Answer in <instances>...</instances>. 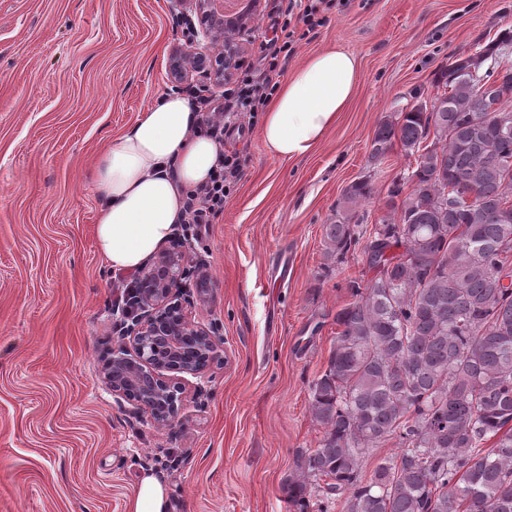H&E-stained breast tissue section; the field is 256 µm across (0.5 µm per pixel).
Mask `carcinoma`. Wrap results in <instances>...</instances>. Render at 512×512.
Instances as JSON below:
<instances>
[{
	"label": "carcinoma",
	"instance_id": "obj_1",
	"mask_svg": "<svg viewBox=\"0 0 512 512\" xmlns=\"http://www.w3.org/2000/svg\"><path fill=\"white\" fill-rule=\"evenodd\" d=\"M434 83L435 111L406 107L375 130L371 159L397 142L415 162L387 215L370 232L350 223L371 194L359 182L324 227L334 263L360 245L374 276L350 284L311 385L323 436L285 479L297 512H512V35ZM389 440L396 452L365 475Z\"/></svg>",
	"mask_w": 512,
	"mask_h": 512
}]
</instances>
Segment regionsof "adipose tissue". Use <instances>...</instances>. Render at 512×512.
<instances>
[{
    "label": "adipose tissue",
    "instance_id": "adipose-tissue-1",
    "mask_svg": "<svg viewBox=\"0 0 512 512\" xmlns=\"http://www.w3.org/2000/svg\"><path fill=\"white\" fill-rule=\"evenodd\" d=\"M360 78L355 54L341 48L314 53L281 84L262 121L272 157L312 153L353 98ZM187 97L163 94L130 129L101 151L92 182L102 199L94 235L116 272L140 270L184 218V196L208 181L220 147L201 132Z\"/></svg>",
    "mask_w": 512,
    "mask_h": 512
}]
</instances>
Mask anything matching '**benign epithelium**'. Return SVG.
<instances>
[{
  "label": "benign epithelium",
  "mask_w": 512,
  "mask_h": 512,
  "mask_svg": "<svg viewBox=\"0 0 512 512\" xmlns=\"http://www.w3.org/2000/svg\"><path fill=\"white\" fill-rule=\"evenodd\" d=\"M173 6L192 5L203 36L213 40L224 30V7L219 0H170ZM191 52L194 71L206 83L224 86L228 53H213L195 41ZM196 272L189 265L185 246L161 251L140 271L132 299L125 309L121 341L112 349L104 366L103 379L113 394L137 395L136 402L159 424L175 418L183 406V389L175 379L181 374L197 375L203 367L181 354L183 339L193 337L195 351L207 363L223 359V349L214 332L189 319L180 297L182 281Z\"/></svg>",
  "instance_id": "benign-epithelium-1"
}]
</instances>
